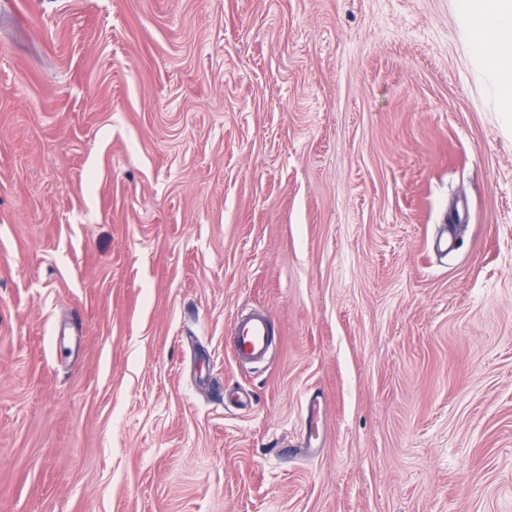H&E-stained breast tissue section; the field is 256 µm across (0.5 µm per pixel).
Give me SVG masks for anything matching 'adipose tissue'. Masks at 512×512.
Returning <instances> with one entry per match:
<instances>
[{"label":"adipose tissue","mask_w":512,"mask_h":512,"mask_svg":"<svg viewBox=\"0 0 512 512\" xmlns=\"http://www.w3.org/2000/svg\"><path fill=\"white\" fill-rule=\"evenodd\" d=\"M462 10L500 104L512 112V0H464Z\"/></svg>","instance_id":"1"}]
</instances>
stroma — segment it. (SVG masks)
Instances as JSON below:
<instances>
[{"instance_id":"1","label":"stroma","mask_w":512,"mask_h":512,"mask_svg":"<svg viewBox=\"0 0 512 512\" xmlns=\"http://www.w3.org/2000/svg\"><path fill=\"white\" fill-rule=\"evenodd\" d=\"M460 5L0 0V512H512V112ZM269 325L259 313H241L234 320L233 348L237 358L247 364L266 359L269 352Z\"/></svg>"}]
</instances>
